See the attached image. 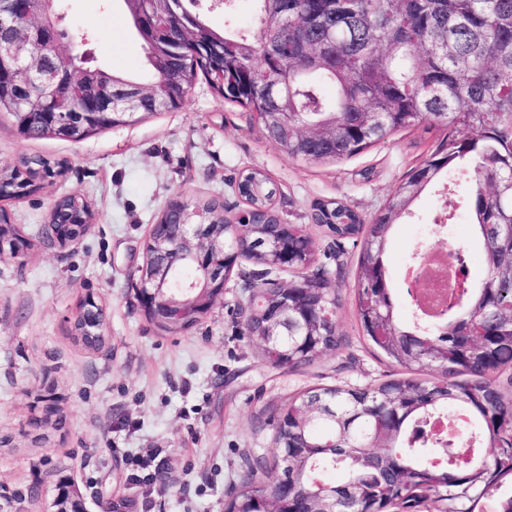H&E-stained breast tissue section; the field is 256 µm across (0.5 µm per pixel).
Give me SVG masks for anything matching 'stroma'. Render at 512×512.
Here are the masks:
<instances>
[{"instance_id":"35a3bbf8","label":"stroma","mask_w":512,"mask_h":512,"mask_svg":"<svg viewBox=\"0 0 512 512\" xmlns=\"http://www.w3.org/2000/svg\"><path fill=\"white\" fill-rule=\"evenodd\" d=\"M66 42L87 39L94 62L138 73L145 66L122 0H62ZM426 124L386 136L340 163L294 160L261 133L242 108L224 103L198 79L183 106L137 125L74 143L20 134L0 114V173L19 157L67 163L63 175L5 201L25 237L46 223L54 201L78 194L94 208L88 231L64 246L34 247L0 258V512H51L58 476H70L87 512L126 496L131 512H224L248 464L271 446L266 425L276 408L312 386L365 385L397 367L363 338L354 288L359 249L346 245L332 272L340 288V347L311 366L276 369L244 336L237 307L247 292L231 275L205 319L179 335L162 332L139 311L134 285L152 224L175 198L216 196L244 208L233 184L245 169L277 185L275 207L287 224H308L317 199L341 200L365 218L379 214L408 172L441 138ZM445 198L428 190L398 219L387 249L395 300L413 308L402 272L435 235ZM443 232L465 248L472 280L485 275L462 199ZM93 294L109 338L92 352L73 321Z\"/></svg>"}]
</instances>
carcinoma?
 <instances>
[{"mask_svg":"<svg viewBox=\"0 0 512 512\" xmlns=\"http://www.w3.org/2000/svg\"><path fill=\"white\" fill-rule=\"evenodd\" d=\"M167 13L145 14L133 25L143 43L149 81L112 74L118 82L151 88L137 101L125 125L173 112L199 76L225 101L254 116L265 136L288 157L340 163L388 134L430 122L445 131L435 148L389 197L384 210L367 220L340 201H316L311 222L336 241L362 239L355 284L358 321L367 341L407 376L364 387L317 386L289 397L270 417L272 442L291 459L288 509L321 512L336 501V512H512V454L502 431L512 427V394L492 375L512 367V0H255L253 25L219 31L210 27L201 0H167ZM195 27L197 41L179 55L178 69H160L155 44L180 34L178 23ZM68 65L86 71L55 102L63 122L81 109L82 91L95 68L71 50ZM330 82L335 97L321 95ZM370 112L381 117L371 119ZM25 186L52 171L41 156L21 160ZM461 188L471 212L473 233L487 267L478 284L464 281L456 308L441 321H401L386 261L393 223L425 190ZM249 224L234 240L216 198L171 202L151 229L153 237L176 242L179 215L198 210L209 218L205 234L236 247L252 265L259 304L246 308L243 331L262 344L275 368L296 369L317 362L340 346L335 309L339 288L332 271L317 264V245L307 229L285 225L272 206L275 188L259 171H244L237 182ZM94 217L90 204L66 196L50 220H67L74 236ZM290 243L288 296L311 321L292 338L266 342L268 311L281 308L275 281L281 268L273 245ZM205 281L188 253L175 260L172 285ZM147 320L166 333L186 325L162 314ZM448 417L476 448L463 456L445 453L418 432L434 417ZM374 437L381 448L368 446ZM491 451H485V448ZM444 460H439L442 455ZM280 455L261 457L242 472L238 491L224 512H249L280 498ZM340 470L345 480L330 474Z\"/></svg>","mask_w":512,"mask_h":512,"instance_id":"1","label":"carcinoma"}]
</instances>
